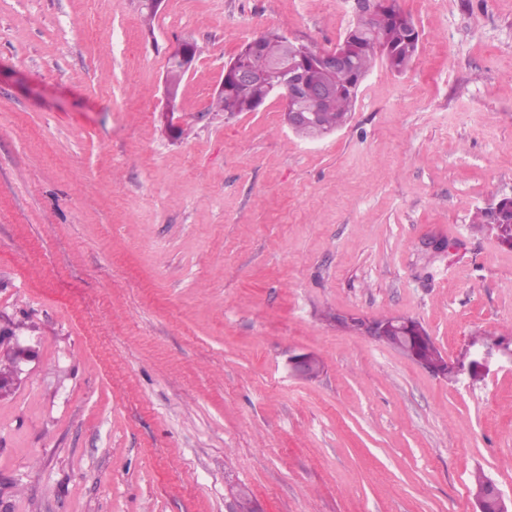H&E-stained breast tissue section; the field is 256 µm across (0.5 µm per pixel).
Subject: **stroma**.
<instances>
[{
  "instance_id": "obj_1",
  "label": "stroma",
  "mask_w": 512,
  "mask_h": 512,
  "mask_svg": "<svg viewBox=\"0 0 512 512\" xmlns=\"http://www.w3.org/2000/svg\"><path fill=\"white\" fill-rule=\"evenodd\" d=\"M398 4L418 57L310 142L282 100L211 104L265 31L333 48L345 0H0V361L33 351L0 512H474L478 471L512 496V368L450 382L344 324L512 342V249L472 226L512 195V0ZM194 44L188 40H178L171 45L168 58L176 67L183 71H189L196 60ZM289 364L295 373L303 378H315L322 370L321 361L311 353L295 355L290 359Z\"/></svg>"
}]
</instances>
